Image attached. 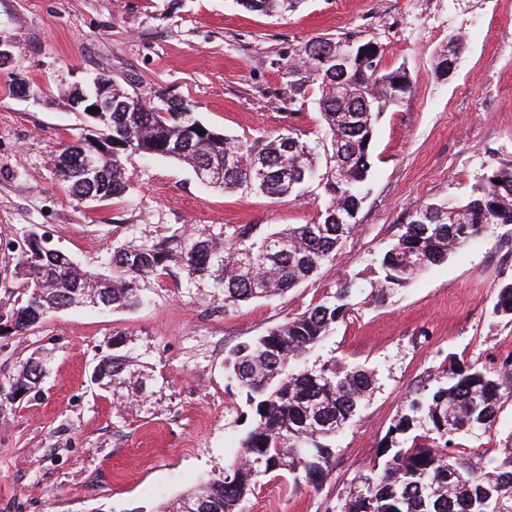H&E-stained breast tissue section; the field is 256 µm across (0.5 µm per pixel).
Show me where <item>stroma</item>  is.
I'll list each match as a JSON object with an SVG mask.
<instances>
[{
	"mask_svg": "<svg viewBox=\"0 0 512 512\" xmlns=\"http://www.w3.org/2000/svg\"><path fill=\"white\" fill-rule=\"evenodd\" d=\"M361 31L385 69L410 87L379 117L374 164L357 228L307 281L281 296L225 308L207 287L146 285L131 310L83 306L0 337V381L28 359L47 361L42 383L0 401V512H160L223 473L249 427L248 407L227 368L239 343L303 312L342 283L368 281L423 201L466 200L477 176L512 165V0H304L270 18L235 0H0V38L16 42L0 71V312L24 297L11 245L30 231L84 269L104 273L114 246L220 224H306L325 202L275 199L248 188L224 193L171 158H134L132 191L91 206L72 199L53 165L81 135L65 86L97 74L145 98L160 92L194 105L224 133L262 139L286 130L324 138L314 99L286 105L280 66L316 36ZM465 48L451 74L435 71L449 36ZM36 98L10 90L12 75ZM512 283V225L412 278L388 303L356 305L311 361L329 356L373 370L375 388L336 440L319 487L262 478L243 512H336L354 476L376 462L409 396L471 364L512 392V316L497 313ZM153 376L143 404L115 410L92 380L114 338ZM512 443V399L491 431L464 435L456 452L498 455Z\"/></svg>",
	"mask_w": 512,
	"mask_h": 512,
	"instance_id": "stroma-1",
	"label": "stroma"
}]
</instances>
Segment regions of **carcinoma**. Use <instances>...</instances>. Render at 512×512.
<instances>
[{
  "mask_svg": "<svg viewBox=\"0 0 512 512\" xmlns=\"http://www.w3.org/2000/svg\"><path fill=\"white\" fill-rule=\"evenodd\" d=\"M303 0H237L250 12L283 16ZM463 39L453 36L439 64L458 59ZM372 54L376 68L348 72L321 66L325 56ZM283 78L288 104L315 94L329 138L309 141L290 131L263 143L231 136L203 122L182 99H145L113 82L112 99L128 101V112H102L89 119L94 137L109 153L92 175L82 160L65 159L57 169L70 194L82 203L120 199L132 189L128 161L166 156L194 172L219 173L206 185L225 192L251 187L270 198L302 197L316 185L328 201L315 221L290 224H224L200 233L183 231L155 241H130L112 249L107 274L83 270L61 252L32 247L20 253L18 274L25 298L0 313V335L22 333L73 306L130 309L142 300L141 285L177 272L224 296V309L284 293L310 278L356 229V215L372 171L375 121L406 93V72L382 66V52L362 32L316 37L293 51ZM204 134H198V130ZM489 224L512 225V167H493L477 178L460 205L423 202L408 212L397 242L378 261L369 287L346 282L304 312L231 351L230 366L246 393L252 426L227 466L231 479L214 478L180 500L177 512H195L200 500L217 502V512H243V502L261 477L287 474L314 487L322 484L336 455V436L359 414L376 383L374 371L336 359L305 367L302 359L322 344L361 296L389 300L419 272L443 262L454 249L478 238ZM47 363L34 358L7 382L0 397L28 392L44 377ZM98 373L112 385L120 409L142 396L150 374L123 349L101 356ZM490 372L470 364L448 373L446 383L411 397L391 432L409 446L382 449L383 461L354 479L336 512H512V448L497 457L451 452L461 435L481 436L497 420L505 397ZM427 434H414L418 428Z\"/></svg>",
  "mask_w": 512,
  "mask_h": 512,
  "instance_id": "carcinoma-1",
  "label": "carcinoma"
}]
</instances>
